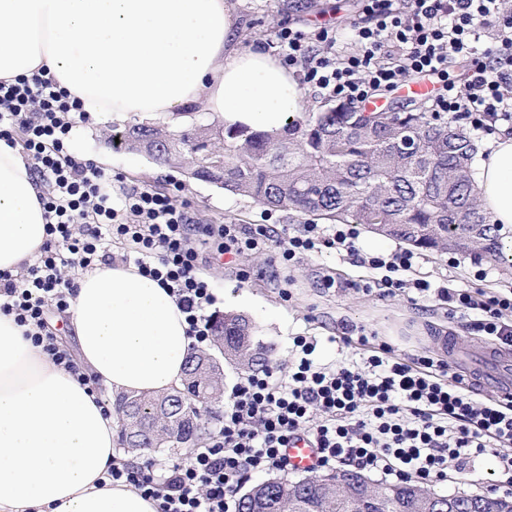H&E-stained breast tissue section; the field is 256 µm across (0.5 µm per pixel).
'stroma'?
I'll use <instances>...</instances> for the list:
<instances>
[{
	"label": "stroma",
	"instance_id": "1",
	"mask_svg": "<svg viewBox=\"0 0 512 512\" xmlns=\"http://www.w3.org/2000/svg\"><path fill=\"white\" fill-rule=\"evenodd\" d=\"M239 23L241 45L259 41L271 48L277 31L292 27L306 32L320 26H342L359 17L362 0H232ZM124 125L123 119L109 114L93 115L76 128L72 136L73 156L91 159L105 172L128 187L150 186L169 193L187 204L197 224H238L249 226L269 219L275 227L295 233L304 216L271 210L252 199L189 178L182 172L158 164L146 154L114 148L112 136ZM206 258L205 276L217 296V314L233 313L246 317L255 327L257 341L272 345L270 365L287 367L293 357V337L313 336L318 340V360L323 364L340 361L361 362L365 355L358 343L346 344L340 336L344 326L354 325L365 335L378 336L398 354L440 357L437 336L454 334L460 341L476 340L468 318L449 310L436 299L414 298L403 289L381 295L374 282L379 272L357 262L353 256L326 246L303 256L292 265L274 262L269 251L249 252L237 264L213 260L212 244H198ZM483 278H476L477 269ZM247 272L240 281L239 272ZM418 276L432 285L490 292L512 286V266L482 254L461 252L456 264H449L444 253L423 252ZM371 290H362V283ZM495 459L485 455L470 463L464 478L448 477L430 483L432 492L452 495L458 492L488 494L496 477Z\"/></svg>",
	"mask_w": 512,
	"mask_h": 512
}]
</instances>
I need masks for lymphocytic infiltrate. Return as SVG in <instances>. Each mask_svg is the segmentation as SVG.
<instances>
[{"instance_id": "1", "label": "lymphocytic infiltrate", "mask_w": 512, "mask_h": 512, "mask_svg": "<svg viewBox=\"0 0 512 512\" xmlns=\"http://www.w3.org/2000/svg\"><path fill=\"white\" fill-rule=\"evenodd\" d=\"M348 35L356 51L337 49L338 28L284 27L275 48L288 66L302 68L306 84L329 98L355 105L426 74L440 84L432 111L469 119L477 130L512 125V12L503 0H363V15ZM459 61L468 64L461 87L448 77ZM88 119L80 101L51 74L0 82V138L23 135L24 152L45 185L39 200L47 234L20 273H0V310L31 327L33 344L79 379L80 365L48 330L46 317L68 312L75 275L111 263L113 245H122L141 274L175 297L194 348L211 341L208 310L216 302L198 274L187 207L148 186L113 192L110 174L71 155L72 132ZM207 233L220 257L270 249L276 262L290 263L320 244L359 256L353 224L336 225L327 235L315 224L292 235L275 233L269 224H218ZM360 258L381 271L384 295L407 287L437 298L470 317L481 336L512 345V322L503 319L512 312V288L480 299L464 288L403 280L419 260L408 249ZM358 342L369 350L363 366H325L315 360V337H294V363L242 376L218 427L187 460L116 462L97 487L124 483L157 501V512H236L234 492L241 482L287 470L284 450L291 438L304 435L318 449L319 467L346 465L396 482L463 475L471 461L490 454L497 461V489L512 493V404L477 400L466 379L443 361L402 357L389 343L373 344L365 336Z\"/></svg>"}]
</instances>
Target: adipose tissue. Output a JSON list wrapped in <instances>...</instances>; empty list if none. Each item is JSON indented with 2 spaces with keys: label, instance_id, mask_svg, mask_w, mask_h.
Here are the masks:
<instances>
[{
  "label": "adipose tissue",
  "instance_id": "obj_1",
  "mask_svg": "<svg viewBox=\"0 0 512 512\" xmlns=\"http://www.w3.org/2000/svg\"><path fill=\"white\" fill-rule=\"evenodd\" d=\"M236 39L227 0H0V79L48 71L92 114L174 125L202 102L225 125L280 130L302 112L303 91L278 59ZM475 190L511 247L512 136L481 151ZM45 224L29 164L1 139L0 271L35 255ZM70 313L80 363L113 396L181 388L192 340L158 281L97 266ZM115 412L0 311V512H157L129 486H95L117 457Z\"/></svg>",
  "mask_w": 512,
  "mask_h": 512
}]
</instances>
